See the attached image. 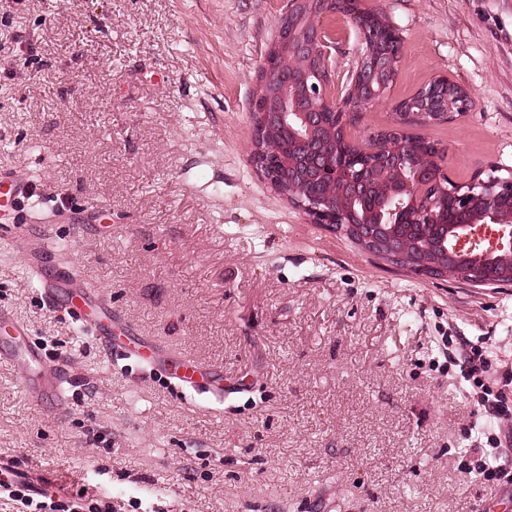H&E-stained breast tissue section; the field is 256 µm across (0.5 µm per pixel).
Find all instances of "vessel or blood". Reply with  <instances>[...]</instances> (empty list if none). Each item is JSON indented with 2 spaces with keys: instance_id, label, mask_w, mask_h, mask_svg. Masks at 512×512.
<instances>
[{
  "instance_id": "b4317fda",
  "label": "vessel or blood",
  "mask_w": 512,
  "mask_h": 512,
  "mask_svg": "<svg viewBox=\"0 0 512 512\" xmlns=\"http://www.w3.org/2000/svg\"><path fill=\"white\" fill-rule=\"evenodd\" d=\"M29 185L26 180L11 174H0V200L6 205L17 206L27 201ZM43 296L50 304H63L68 314L76 320L91 325L92 332L103 344H111L113 335L128 336L129 327H114L112 309L101 293L93 288L81 285L75 288L61 289L59 283L44 281ZM0 333L7 334L11 345L12 361L26 366L29 370L25 380L27 392L34 398L57 394L65 378L63 372L44 373L39 368L40 352L30 344L26 328L15 322L6 311H0ZM128 356L164 373L180 387L196 391L206 388L216 399L224 397V383L221 374L212 367L196 362L194 359L174 357L164 353L157 345L144 339L133 340L126 347Z\"/></svg>"
}]
</instances>
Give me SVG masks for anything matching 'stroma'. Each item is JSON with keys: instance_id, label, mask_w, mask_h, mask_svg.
<instances>
[{"instance_id": "35a3bbf8", "label": "stroma", "mask_w": 512, "mask_h": 512, "mask_svg": "<svg viewBox=\"0 0 512 512\" xmlns=\"http://www.w3.org/2000/svg\"><path fill=\"white\" fill-rule=\"evenodd\" d=\"M286 0H24L0 10V173L34 180L0 229V309L27 325L68 401L36 405L0 361V462L65 504L112 512H512L475 474L485 419L470 345L512 372V287L374 258L312 223L250 158V103ZM399 30V75L349 121L396 126L439 75L473 107L420 127L464 184L512 175V0H363ZM331 78L359 44L324 21ZM78 274L139 336L222 369L221 404L185 392L50 309L26 270Z\"/></svg>"}]
</instances>
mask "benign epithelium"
<instances>
[{
	"mask_svg": "<svg viewBox=\"0 0 512 512\" xmlns=\"http://www.w3.org/2000/svg\"><path fill=\"white\" fill-rule=\"evenodd\" d=\"M332 0H289L280 15L277 37L268 51L266 65L259 77V87L251 101L252 127L250 155L272 188L288 198L312 222L337 227L350 234L354 243L368 254L399 265L415 274L441 277L449 272L474 288L497 284L476 277L465 270L464 262L473 253L464 249L476 226H495L491 245L482 255L492 261L512 265V178L478 177L468 182L469 191L458 196L459 208L468 219L447 227L439 238V264H427L410 253L408 245L391 236V228L400 224H446L448 216L441 208L440 160L434 156L427 166H406L401 146L407 136V122L428 125L456 120L469 111L472 99L460 86L440 76L419 90V95L396 107L399 128L370 135L354 144L361 155L371 158L396 183L383 188L366 169L355 170L341 158L329 161V150L337 138H347L343 131L323 132L325 112H344L352 99L364 108L383 102L384 87H375L382 76L398 68L401 41L382 46L374 33L361 28L358 13L343 17L359 34V47L349 70L352 83L335 90L332 84L328 34L321 19L334 14ZM286 127L299 147V159L290 165L288 185L302 188L327 179L341 183V205L306 203L281 189L282 178L267 167L269 140Z\"/></svg>",
	"mask_w": 512,
	"mask_h": 512,
	"instance_id": "1",
	"label": "benign epithelium"
}]
</instances>
